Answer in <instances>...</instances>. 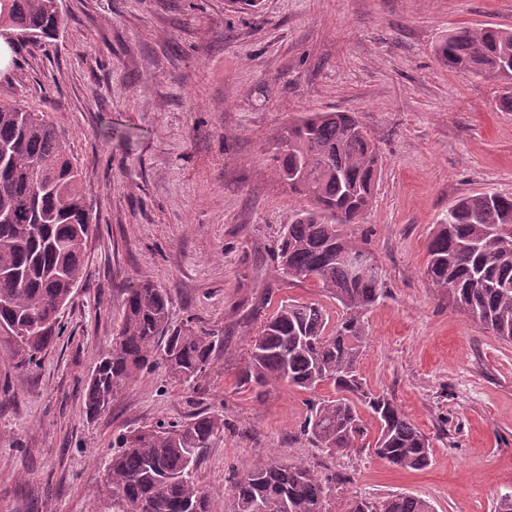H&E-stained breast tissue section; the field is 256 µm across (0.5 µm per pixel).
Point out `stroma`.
I'll list each match as a JSON object with an SVG mask.
<instances>
[{"label":"stroma","mask_w":512,"mask_h":512,"mask_svg":"<svg viewBox=\"0 0 512 512\" xmlns=\"http://www.w3.org/2000/svg\"><path fill=\"white\" fill-rule=\"evenodd\" d=\"M55 39L16 46L0 101L46 112L81 171L93 232L62 331L29 365L0 329V512H112L105 467L126 431L199 411L223 437L196 470L225 494L270 458L340 477L336 501L396 493L434 512H494L512 493V340L461 312L424 275L437 220L460 197L512 195V112L501 85L448 69L435 49L466 26L512 28V0H62ZM349 112L381 156L373 202L346 229L367 240L385 295L365 315L359 371L432 444L421 471L356 449L322 451L299 427L309 394L238 382L247 344L282 302L339 303L274 272L282 224L306 198L271 172L274 138L310 112ZM133 128L126 144L108 127ZM150 278L170 322L219 332L193 392L163 368L90 417L80 391L112 350L123 290Z\"/></svg>","instance_id":"stroma-1"}]
</instances>
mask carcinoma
<instances>
[{"label": "carcinoma", "mask_w": 512, "mask_h": 512, "mask_svg": "<svg viewBox=\"0 0 512 512\" xmlns=\"http://www.w3.org/2000/svg\"><path fill=\"white\" fill-rule=\"evenodd\" d=\"M61 0H0V28L20 41L54 38ZM451 69L498 80L512 112V29L459 27L437 46ZM275 172L311 201L283 225L276 271L308 281L342 308L334 328L314 302L288 301L266 318L249 341L239 384L256 391L286 383L312 394L300 426L330 453L359 447L368 435L363 406L379 424L373 453L408 470L431 462L427 437L393 399L364 387L358 371L366 339L364 314L383 295L382 269L346 234L369 208L379 178V153L348 112H312L275 136ZM91 234L80 171L54 124L42 111L0 101V327L20 344L30 364L54 339L58 315L84 273ZM425 275L448 291L458 309L505 340H512V196L493 190L465 195L438 221L427 245ZM112 354L100 360L82 388L89 416L105 411L136 376L162 363L172 378L199 388L224 349V337L206 329L170 326L169 300L150 280L125 289L123 317ZM323 384L334 395L319 396ZM224 416L199 412L184 421L132 430L106 469L103 493L112 512H218L193 476L203 448L224 433ZM224 512H434L417 496L395 494L379 503L333 502L335 484L303 463L270 460L230 478Z\"/></svg>", "instance_id": "obj_1"}]
</instances>
